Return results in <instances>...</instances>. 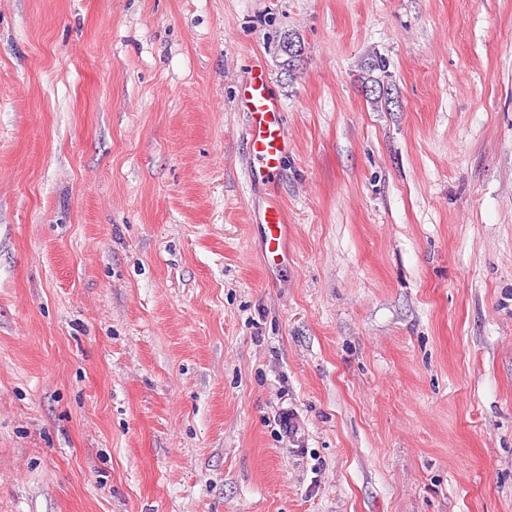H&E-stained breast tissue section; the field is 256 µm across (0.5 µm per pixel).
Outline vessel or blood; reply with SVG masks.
<instances>
[{"label": "vessel or blood", "mask_w": 512, "mask_h": 512, "mask_svg": "<svg viewBox=\"0 0 512 512\" xmlns=\"http://www.w3.org/2000/svg\"><path fill=\"white\" fill-rule=\"evenodd\" d=\"M243 106L250 117L249 155L253 176L275 179L287 150L282 131V105L269 90L265 68L251 70L244 83ZM264 250L268 261L285 255L286 224L278 198H271L263 217Z\"/></svg>", "instance_id": "b4317fda"}]
</instances>
